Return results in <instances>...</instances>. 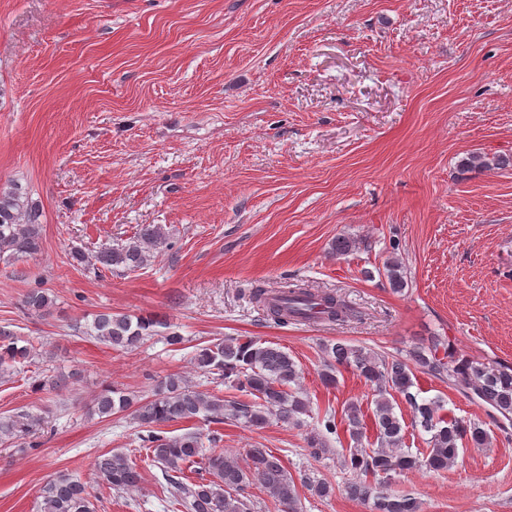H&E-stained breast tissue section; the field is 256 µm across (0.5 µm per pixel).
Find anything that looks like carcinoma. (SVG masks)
<instances>
[{"instance_id":"1","label":"carcinoma","mask_w":512,"mask_h":512,"mask_svg":"<svg viewBox=\"0 0 512 512\" xmlns=\"http://www.w3.org/2000/svg\"><path fill=\"white\" fill-rule=\"evenodd\" d=\"M460 166L467 170L502 169L512 167V156L471 154L460 161ZM42 231L39 209L23 199L19 189L0 190V259L18 260L37 255L42 248ZM166 246L163 227L144 224L137 236L124 245L104 248L91 256L74 250L70 256L77 264H88L98 270L136 271L148 266L156 252ZM356 249V239L341 235L336 238L332 252L344 256ZM384 272L394 292L405 289V271L398 258L387 259ZM251 296L265 317L277 325L292 321L344 322L354 316L350 305L335 293L315 292L291 281L273 288L258 286ZM52 305L48 294L39 289L30 290L24 298L26 309L37 316L46 314ZM163 328H167V323L151 316L134 319L105 312L95 315L84 326L83 334L111 348L132 349L145 338L159 335ZM443 348L445 342L439 336L428 338L400 356L382 355L344 341L327 348V360L320 373L324 386L337 385L338 374L350 370L377 392L373 409L377 447H356L343 458V466L351 474L344 492L353 500L371 504V512H420L416 499L382 489V483L375 477L424 467L446 470L457 461L463 445L478 448L489 442L483 422L447 419L440 415L443 409L440 401L418 400V394L413 392L415 371L446 379L455 390L464 386L493 416L504 413L512 416L511 365L443 353ZM30 356L31 348L20 344L11 329L0 326V376ZM194 362L204 372L235 382L257 401L226 400L193 388L181 376H170L152 399L141 400L112 387L95 397L92 409L101 417L134 409L138 423L145 428L139 435L141 447L161 467L173 504L185 512H251L253 502L248 488L254 479L280 512H299L295 482L271 450L250 449V464L244 468L217 450L221 441L217 430L186 431L172 436L158 430L168 423L189 422L201 415L210 423L229 420L256 428L266 425L272 417L284 424H298L301 416L310 412V405L299 387L301 371L297 363L278 346L233 337L201 348ZM394 393L412 408L414 425L431 434L429 451L423 457L403 448L404 426L394 411L391 399ZM346 421L350 438L361 443L366 434L361 406L349 404ZM40 425L41 418L26 411L0 418V442L33 435ZM331 435H339L338 422L335 415L328 413L308 438L309 453L317 458L330 452ZM198 461L203 463L204 473L191 480L185 475V468ZM93 468L98 478L117 492L135 488L140 480L136 465L122 454H102L95 459ZM300 483L318 498L335 493L330 483L315 480L307 473L301 475ZM39 509L40 512H94L86 484L68 474H58L45 483Z\"/></svg>"}]
</instances>
